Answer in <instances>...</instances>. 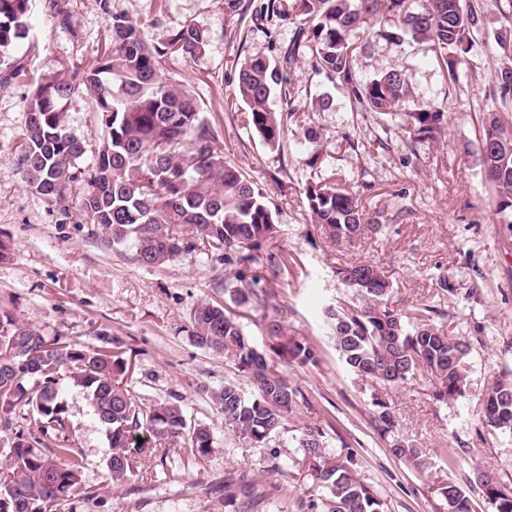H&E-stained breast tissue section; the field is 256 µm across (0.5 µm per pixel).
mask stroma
<instances>
[{"label":"stroma","instance_id":"stroma-1","mask_svg":"<svg viewBox=\"0 0 512 512\" xmlns=\"http://www.w3.org/2000/svg\"><path fill=\"white\" fill-rule=\"evenodd\" d=\"M483 14L475 44L459 81L425 42L363 36L354 68L360 79L402 70L410 104L425 102L448 116L446 138L418 144L405 127L373 112L354 110L338 82L318 73L309 56L285 72L289 99L299 122L288 123L272 149L244 125L233 88L247 57H277L287 47L298 18L257 20L261 0H168L156 14L154 0H110L114 13L137 20L145 41L168 30L194 25L206 47L197 57L168 65L166 77L190 89L217 134L227 162L239 166L274 203L280 232L264 242L251 271L275 291L279 320L289 334L309 345L315 358L301 365L271 356L299 390L298 406L285 430L263 447L251 446L224 426L211 394L225 381L243 382L233 362L196 346L190 314L202 300L221 304L260 349H268L263 310L256 303H231L224 293V251L199 246L160 267L136 261L125 246L102 248L81 206L107 128L93 98L77 93L65 106L68 133L82 141L77 180L56 203L29 187L19 167L25 103L33 88L65 76L69 63L94 60L106 32L98 0H62L68 25L34 8L16 56L25 74L0 84V312L45 334L62 333L92 346L111 342L133 366L127 384L140 406L170 402L189 423L209 428L213 447L202 464L187 449H169L151 479L112 482L104 427L94 417L83 389L62 390L76 449L84 461L82 481L92 500H73L68 512H224V480L242 475L254 485L239 498L240 512H297L304 491L318 493L298 473L294 438L321 429L329 447L346 443L356 472L383 500L386 512H443L426 475L396 457L375 424L374 400L384 401L396 420L395 437L429 449L438 478L465 483L482 463L504 483L512 481V436L483 421V397L497 379L512 377V226L494 213L493 193L480 162L483 121L495 110V75L507 60L496 39L512 33V0H472ZM326 107L309 110L316 98ZM319 137L306 146L307 133ZM343 175L362 201L372 228L354 245L327 242L307 208L304 190L328 169ZM381 232H374V225ZM357 261L379 265L393 284V305L405 309L433 304L440 326L464 337L465 398L433 400L430 376H413L386 387L353 374L328 337L325 306L347 297L337 268ZM451 291H444L441 279Z\"/></svg>","mask_w":512,"mask_h":512}]
</instances>
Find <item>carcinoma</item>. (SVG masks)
I'll return each mask as SVG.
<instances>
[{
  "mask_svg": "<svg viewBox=\"0 0 512 512\" xmlns=\"http://www.w3.org/2000/svg\"><path fill=\"white\" fill-rule=\"evenodd\" d=\"M99 4L107 34L93 62L72 65L69 80L38 84L26 100L19 145L23 178L47 199H64L67 186L76 179L75 162L85 153L84 143L66 131L64 106L76 92L86 90L106 116L109 129L82 199L89 222L99 229L101 247L127 244L136 260L148 267L174 261L198 242L223 247L225 264L236 266L224 276V293L231 302L252 300L266 311L265 332L275 354L301 364L312 361V349L288 335L273 317L280 310L278 295L259 289V276L248 274L257 259L255 251L277 233L276 209L253 181L224 160L217 135L201 117L191 91L163 75L165 61L204 52L203 32L187 25L148 43L135 20L112 13L109 0ZM32 5L33 0H0L3 80L21 76L20 59L10 55L29 28ZM255 16L307 20L295 30L279 60L253 56L238 71L233 95L245 107L247 127L268 147H278L285 120L298 114L296 108L285 115L275 111L273 98L286 94L283 71L306 48L314 67L335 75L359 111L398 119L416 143L447 134V115L430 104L406 110L409 86L402 71H383L368 81L358 78V31L430 42L453 74L479 22L467 0H266ZM493 96L503 107L512 102V65L499 71ZM482 142L480 165L495 191V210L506 217L512 214V124L490 113ZM305 199L315 223L335 242H351L369 226L359 195L334 169L306 186ZM369 227L377 230L381 225ZM336 275L350 290L351 301L328 308L325 314L332 322L336 351L352 372L397 385L423 370L435 380L433 399L448 402L466 396L469 346L435 324L434 306L421 304L411 315L394 309L391 281L369 262L341 267ZM190 321L195 344L233 360L254 387L248 396L238 384L226 382L214 394L224 424L247 443L267 444L290 420L300 392L223 306L203 300ZM126 370L121 352L46 336L7 312L0 314V422L7 429L16 417L22 423L0 459V512H63L71 500L95 495L82 484L83 461L61 393L65 385L87 392L93 414L107 429L111 480L152 478L153 471L137 456L155 454L162 445L190 449L196 464L208 457L213 447L209 428L188 424L181 407L173 403L139 406L123 382ZM30 378L41 385L34 395L24 385ZM374 406L379 430L386 435L394 426L393 416L386 404L377 401ZM483 411L489 426L512 433L511 379H498L488 388ZM297 447L306 475L324 491L299 498V512H386L376 491L357 476L351 452L339 451L333 459L326 456V433L307 430L297 439ZM392 452L416 471L432 473L428 449L396 441ZM474 485L492 512H512V486L479 465L474 468ZM436 491L446 512H476L471 495L452 480L438 482ZM241 493H248L245 484L224 479L225 512H237Z\"/></svg>",
  "mask_w": 512,
  "mask_h": 512,
  "instance_id": "cac0c4a2",
  "label": "carcinoma"
}]
</instances>
